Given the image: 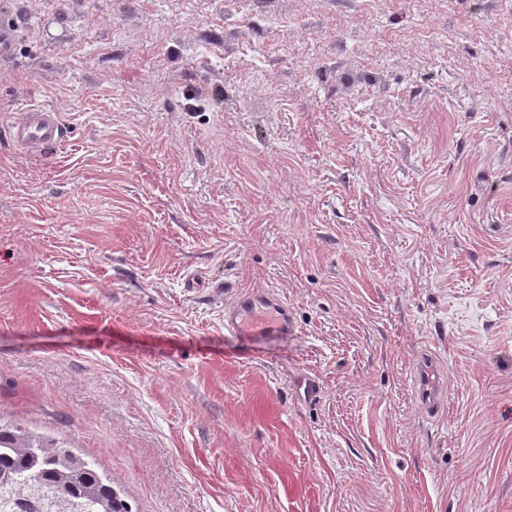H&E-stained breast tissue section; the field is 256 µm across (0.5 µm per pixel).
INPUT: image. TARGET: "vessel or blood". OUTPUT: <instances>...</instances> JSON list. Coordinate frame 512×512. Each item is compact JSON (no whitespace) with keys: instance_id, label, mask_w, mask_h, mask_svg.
Listing matches in <instances>:
<instances>
[{"instance_id":"b4317fda","label":"vessel or blood","mask_w":512,"mask_h":512,"mask_svg":"<svg viewBox=\"0 0 512 512\" xmlns=\"http://www.w3.org/2000/svg\"><path fill=\"white\" fill-rule=\"evenodd\" d=\"M19 26L11 15H0V61L9 60L18 39ZM14 143L25 153L46 159L56 154L68 136L61 115L44 105L20 108L10 126ZM294 325L287 302L274 289L240 292L224 304L225 330L244 336L262 332L287 335ZM420 410L437 414L445 399L446 382L441 367L432 355L420 358L411 377Z\"/></svg>"}]
</instances>
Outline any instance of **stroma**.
I'll return each mask as SVG.
<instances>
[{
  "label": "stroma",
  "mask_w": 512,
  "mask_h": 512,
  "mask_svg": "<svg viewBox=\"0 0 512 512\" xmlns=\"http://www.w3.org/2000/svg\"><path fill=\"white\" fill-rule=\"evenodd\" d=\"M2 9L0 420L133 512H512L505 0ZM25 102L68 128L52 160L9 138ZM267 287L295 330L226 333ZM18 31V22L13 15H0V61L9 60L13 56ZM411 385L420 410L428 415H436L444 403L446 382L434 356L424 354L420 358L412 373Z\"/></svg>",
  "instance_id": "obj_1"
}]
</instances>
